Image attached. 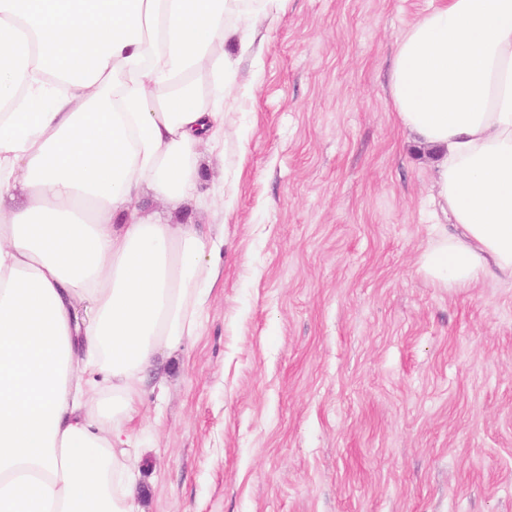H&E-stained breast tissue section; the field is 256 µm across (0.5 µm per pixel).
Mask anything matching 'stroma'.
Listing matches in <instances>:
<instances>
[{
	"mask_svg": "<svg viewBox=\"0 0 512 512\" xmlns=\"http://www.w3.org/2000/svg\"><path fill=\"white\" fill-rule=\"evenodd\" d=\"M438 3L253 16L191 211L218 278L133 423L143 512H512V282L418 272L432 165L388 95Z\"/></svg>",
	"mask_w": 512,
	"mask_h": 512,
	"instance_id": "obj_1",
	"label": "stroma"
}]
</instances>
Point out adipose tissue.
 Returning a JSON list of instances; mask_svg holds the SVG:
<instances>
[{
    "mask_svg": "<svg viewBox=\"0 0 512 512\" xmlns=\"http://www.w3.org/2000/svg\"><path fill=\"white\" fill-rule=\"evenodd\" d=\"M245 3L0 0V512H139L137 398L196 335L217 247L135 203L196 199L224 77L254 51ZM389 99L452 220L419 272L512 280V0L410 25Z\"/></svg>",
    "mask_w": 512,
    "mask_h": 512,
    "instance_id": "ef3b65f1",
    "label": "adipose tissue"
}]
</instances>
